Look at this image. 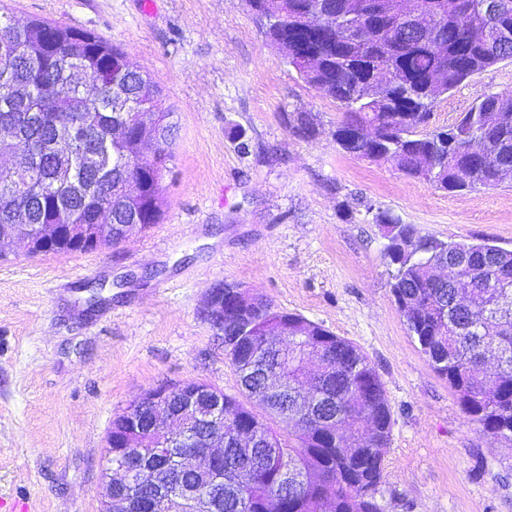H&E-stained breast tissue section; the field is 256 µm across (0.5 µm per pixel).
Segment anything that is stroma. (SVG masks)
I'll return each instance as SVG.
<instances>
[{
    "label": "stroma",
    "mask_w": 512,
    "mask_h": 512,
    "mask_svg": "<svg viewBox=\"0 0 512 512\" xmlns=\"http://www.w3.org/2000/svg\"><path fill=\"white\" fill-rule=\"evenodd\" d=\"M20 20L91 30L148 72L174 110L158 224L76 254L0 260V500L13 512H102L113 418L162 383L237 394L203 318L224 282L356 345L392 409L383 512H512V447L463 413L409 336L391 293L378 210L421 235L512 249V179L451 193L342 153L341 111L265 38L246 0H4ZM512 90V60L436 105L452 124ZM314 136L293 130L298 113ZM249 153H240L239 140Z\"/></svg>",
    "instance_id": "obj_1"
}]
</instances>
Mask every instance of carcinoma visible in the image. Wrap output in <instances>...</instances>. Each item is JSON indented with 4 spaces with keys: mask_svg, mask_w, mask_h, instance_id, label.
Masks as SVG:
<instances>
[{
    "mask_svg": "<svg viewBox=\"0 0 512 512\" xmlns=\"http://www.w3.org/2000/svg\"><path fill=\"white\" fill-rule=\"evenodd\" d=\"M284 63L307 84L333 99L342 117L333 132L345 153L389 156L404 174L448 192L495 186L501 168L512 169V91L484 95L453 125L430 132L437 100L470 77L512 56V0L482 8L483 0H423L421 32L410 40L400 24L374 12L377 0H247ZM321 6L323 35L308 42L316 57L286 44L287 34L265 20L270 10L306 15ZM365 17L392 35L359 41L353 24ZM0 152L16 154L0 170V235L42 224L83 225L104 217L111 224L159 223L161 170L172 159L174 123L158 127L153 151L126 153L113 142H135L129 117L150 102L167 117L162 91L126 54L88 30L57 22L20 21L0 4ZM444 80L429 83L435 75ZM80 136L72 149L55 139L63 117ZM371 128V140L354 131ZM135 180L141 196L131 199ZM374 222L388 240L391 290L407 330L430 368L448 382L469 420L496 441H512V249L490 242L439 240L420 235L390 211ZM461 252L469 263L447 282L434 268ZM224 302V331L239 337L231 364L240 394L253 396L277 370L283 385L263 399L257 413L235 395H224L222 497L213 512H382L377 500L392 429L384 385L368 357L352 342L315 324L296 336L306 318L266 302L257 327H288V339L269 344L231 318ZM287 429L272 422L282 411ZM375 423L366 429L365 420ZM251 427L254 439L237 440ZM184 448L143 452L112 449V466L134 473L153 470L151 490L116 483L112 498L122 512H187L189 492L205 493L214 472L177 471Z\"/></svg>",
    "mask_w": 512,
    "mask_h": 512,
    "instance_id": "obj_1",
    "label": "carcinoma"
}]
</instances>
